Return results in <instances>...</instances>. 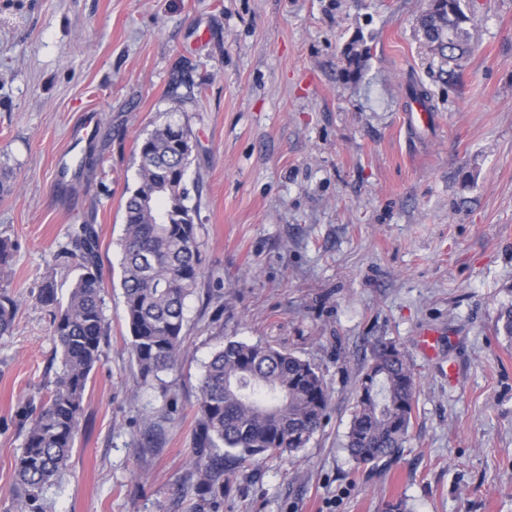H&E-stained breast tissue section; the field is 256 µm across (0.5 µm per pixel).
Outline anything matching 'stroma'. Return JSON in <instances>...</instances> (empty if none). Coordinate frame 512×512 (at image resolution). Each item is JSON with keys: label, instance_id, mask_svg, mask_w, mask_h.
<instances>
[{"label": "stroma", "instance_id": "35a3bbf8", "mask_svg": "<svg viewBox=\"0 0 512 512\" xmlns=\"http://www.w3.org/2000/svg\"><path fill=\"white\" fill-rule=\"evenodd\" d=\"M476 49L438 79L427 0H0V512L30 405L61 368L44 278L74 224L98 234L110 323L66 470L40 512H512V0H469ZM369 61L344 82L343 51ZM432 95L408 118V80ZM188 124L189 204L205 276L186 301L181 364L142 381L128 351L121 239L138 147ZM97 165L76 172L87 147ZM430 331L433 355L418 347ZM261 340L323 372L327 419L295 463L267 460L208 493L194 466L198 380L222 338ZM422 382L399 458L346 447L378 342ZM156 447H145L146 434ZM364 39L358 37L348 44L344 50V66L341 69V76L347 83H355L361 77L366 62L370 58L369 47L363 45ZM358 46L362 48L359 49Z\"/></svg>", "mask_w": 512, "mask_h": 512}]
</instances>
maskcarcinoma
Wrapping results in <instances>:
<instances>
[{"label": "carcinoma", "mask_w": 512, "mask_h": 512, "mask_svg": "<svg viewBox=\"0 0 512 512\" xmlns=\"http://www.w3.org/2000/svg\"><path fill=\"white\" fill-rule=\"evenodd\" d=\"M466 0H428L418 18L432 56L452 77L470 55L472 17ZM370 48L359 36L344 50L341 76L361 77ZM188 125L167 121L139 146L138 185L124 203L122 288L129 326L128 348L143 381L174 369L185 338V302L203 276L195 209L183 171ZM81 270L67 301L45 279L36 301L52 316V335L62 369L29 423L15 460L18 512H37L43 488L56 481L82 429L83 400L100 361L108 323L100 281L97 237L90 224L70 234V247L56 254ZM16 302L0 295V336L10 332ZM420 382L393 342L376 346L358 378L346 448L358 465L374 468L397 458L411 427ZM194 465L202 485L224 486V474L266 458L292 460L308 447L325 420L331 394L324 375L309 361L268 343L229 339L204 366L199 379Z\"/></svg>", "instance_id": "carcinoma-1"}]
</instances>
